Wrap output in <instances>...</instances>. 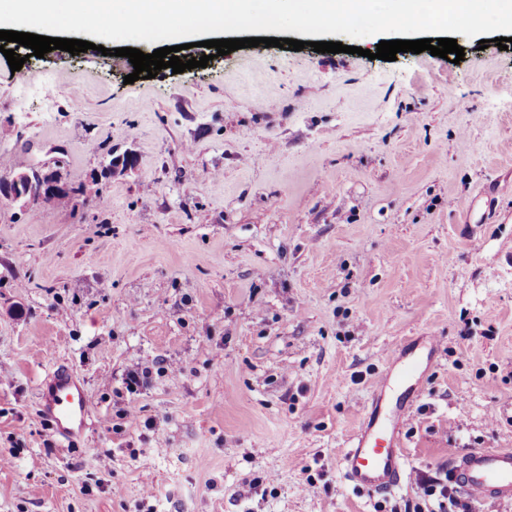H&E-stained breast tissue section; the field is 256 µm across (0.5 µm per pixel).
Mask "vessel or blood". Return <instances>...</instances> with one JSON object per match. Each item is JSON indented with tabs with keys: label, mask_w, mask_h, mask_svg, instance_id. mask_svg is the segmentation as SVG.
Masks as SVG:
<instances>
[{
	"label": "vessel or blood",
	"mask_w": 512,
	"mask_h": 512,
	"mask_svg": "<svg viewBox=\"0 0 512 512\" xmlns=\"http://www.w3.org/2000/svg\"><path fill=\"white\" fill-rule=\"evenodd\" d=\"M427 355L398 345L372 388V401L341 456L343 474L371 495L399 488L406 475L403 426L416 397ZM91 407L88 389L66 367L51 374L42 390V412L64 442L80 439ZM460 491L473 501H512V448H472L448 464Z\"/></svg>",
	"instance_id": "obj_1"
}]
</instances>
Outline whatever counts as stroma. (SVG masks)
<instances>
[{"label":"stroma","mask_w":512,"mask_h":512,"mask_svg":"<svg viewBox=\"0 0 512 512\" xmlns=\"http://www.w3.org/2000/svg\"><path fill=\"white\" fill-rule=\"evenodd\" d=\"M456 40V64L261 45L131 84L115 41L17 44L22 99L0 54V161L86 185L137 159L102 204L0 203V512H390L512 448V47ZM416 336L405 483L356 492L341 452ZM59 366L92 396L70 445L40 409Z\"/></svg>","instance_id":"35a3bbf8"}]
</instances>
